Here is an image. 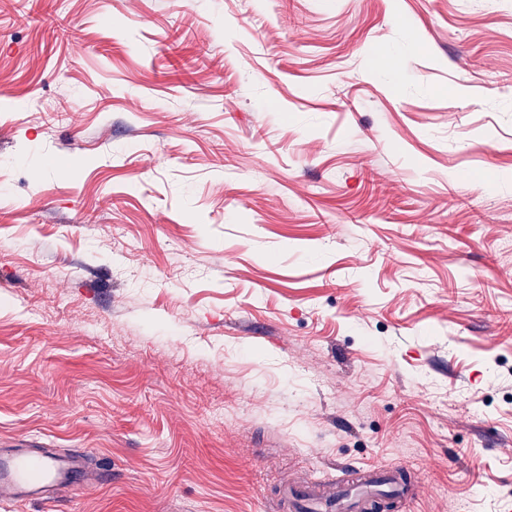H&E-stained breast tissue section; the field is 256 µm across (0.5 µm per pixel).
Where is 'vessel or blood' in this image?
Segmentation results:
<instances>
[{"label":"vessel or blood","instance_id":"b4317fda","mask_svg":"<svg viewBox=\"0 0 512 512\" xmlns=\"http://www.w3.org/2000/svg\"><path fill=\"white\" fill-rule=\"evenodd\" d=\"M95 482L86 450L59 451L34 442L18 448H0L1 505L37 502L49 512H62L64 489ZM385 488L398 502L418 493L409 466L383 468L367 464L351 468L347 479L340 482L312 479L298 483L288 507L290 512H374Z\"/></svg>","mask_w":512,"mask_h":512}]
</instances>
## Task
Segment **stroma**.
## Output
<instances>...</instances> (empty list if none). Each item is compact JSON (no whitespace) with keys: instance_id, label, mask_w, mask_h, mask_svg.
<instances>
[{"instance_id":"35a3bbf8","label":"stroma","mask_w":512,"mask_h":512,"mask_svg":"<svg viewBox=\"0 0 512 512\" xmlns=\"http://www.w3.org/2000/svg\"><path fill=\"white\" fill-rule=\"evenodd\" d=\"M16 7L0 448L89 450L65 512L361 462L412 468L393 512H512V0Z\"/></svg>"}]
</instances>
